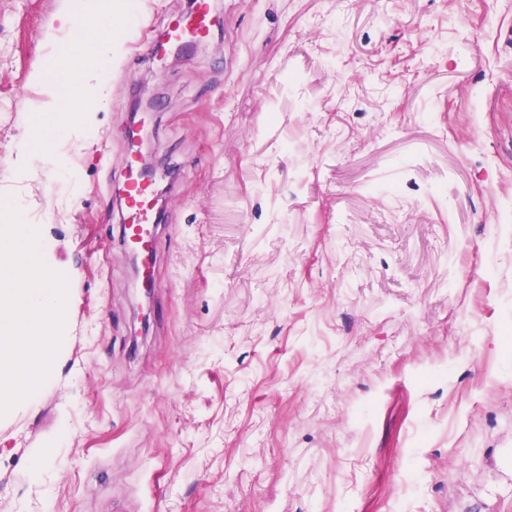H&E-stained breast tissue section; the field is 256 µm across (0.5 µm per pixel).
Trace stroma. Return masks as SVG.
Listing matches in <instances>:
<instances>
[{"label": "stroma", "instance_id": "35a3bbf8", "mask_svg": "<svg viewBox=\"0 0 512 512\" xmlns=\"http://www.w3.org/2000/svg\"><path fill=\"white\" fill-rule=\"evenodd\" d=\"M191 3L138 8L158 41ZM67 4L0 0V200L69 291L0 512H512V0H214L195 53L119 54L72 197L28 134ZM152 96L147 302L117 192Z\"/></svg>", "mask_w": 512, "mask_h": 512}]
</instances>
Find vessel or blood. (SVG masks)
<instances>
[{"label":"vessel or blood","mask_w":512,"mask_h":512,"mask_svg":"<svg viewBox=\"0 0 512 512\" xmlns=\"http://www.w3.org/2000/svg\"><path fill=\"white\" fill-rule=\"evenodd\" d=\"M105 32L120 31L124 34L126 46L136 49L150 44V34L137 19L130 16H116L104 24ZM212 32L211 0H193L191 10L174 19L168 26L167 35L185 50H192L209 41ZM126 178L122 203L123 239L130 251L142 258L141 282L144 287L155 285V257L157 239L154 227L159 222L156 211V186L134 153H127L124 159Z\"/></svg>","instance_id":"1"}]
</instances>
